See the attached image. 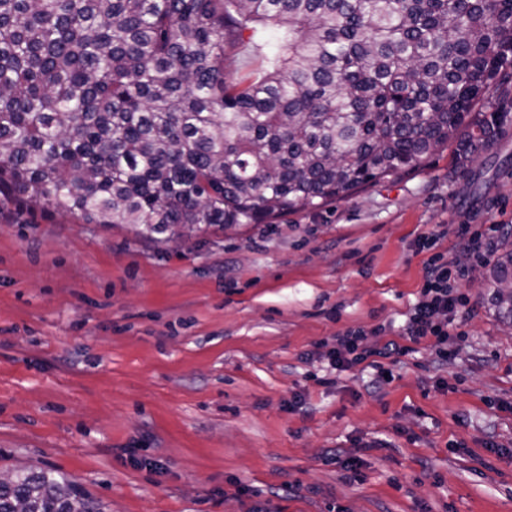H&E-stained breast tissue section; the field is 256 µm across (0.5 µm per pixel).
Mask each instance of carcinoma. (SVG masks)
Returning <instances> with one entry per match:
<instances>
[{"label": "carcinoma", "mask_w": 512, "mask_h": 512, "mask_svg": "<svg viewBox=\"0 0 512 512\" xmlns=\"http://www.w3.org/2000/svg\"><path fill=\"white\" fill-rule=\"evenodd\" d=\"M250 61L239 63L241 49ZM258 65L252 69V65ZM512 0H0V195L86 224H272L492 140ZM488 264L512 321V237ZM0 512H100L52 472Z\"/></svg>", "instance_id": "1"}]
</instances>
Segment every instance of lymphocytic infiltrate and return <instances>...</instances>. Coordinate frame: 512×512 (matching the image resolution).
Here are the masks:
<instances>
[{"label":"lymphocytic infiltrate","instance_id":"f902f5d3","mask_svg":"<svg viewBox=\"0 0 512 512\" xmlns=\"http://www.w3.org/2000/svg\"><path fill=\"white\" fill-rule=\"evenodd\" d=\"M438 240V234L433 233L419 237L415 242L417 251H430L431 256L424 266L417 300L408 314L403 341L390 340L382 346L362 351L358 348L361 331H347L337 337L336 348L329 354L333 369L343 371L365 362L376 370L378 380L386 381L393 376L391 363L412 353L414 344L426 338L433 339L437 348L438 367L447 366L448 342L456 334L468 301L465 296L454 293L450 286L454 269L444 255L435 253Z\"/></svg>","mask_w":512,"mask_h":512}]
</instances>
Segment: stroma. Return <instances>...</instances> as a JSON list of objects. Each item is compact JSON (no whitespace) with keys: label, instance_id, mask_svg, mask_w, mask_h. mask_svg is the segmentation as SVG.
<instances>
[{"label":"stroma","instance_id":"obj_1","mask_svg":"<svg viewBox=\"0 0 512 512\" xmlns=\"http://www.w3.org/2000/svg\"><path fill=\"white\" fill-rule=\"evenodd\" d=\"M489 150L274 224H139L0 204V474L54 472L103 512H512V324L455 237L471 307L437 369H332L347 329L404 334L452 224L512 226V83Z\"/></svg>","mask_w":512,"mask_h":512}]
</instances>
